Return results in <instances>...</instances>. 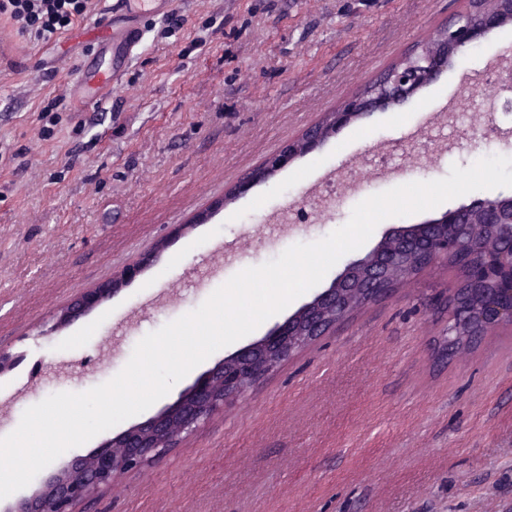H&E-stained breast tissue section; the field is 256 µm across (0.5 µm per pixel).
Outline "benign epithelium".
Returning a JSON list of instances; mask_svg holds the SVG:
<instances>
[{"label": "benign epithelium", "mask_w": 512, "mask_h": 512, "mask_svg": "<svg viewBox=\"0 0 512 512\" xmlns=\"http://www.w3.org/2000/svg\"><path fill=\"white\" fill-rule=\"evenodd\" d=\"M510 22L512 0H466L449 25L430 34V46H418L378 79L346 97L333 112L328 131H321L318 124L310 127L287 152L270 158L264 172L277 171L312 152L356 119L404 105L445 71L459 67L476 41H491ZM458 224L475 225L476 236L487 228L493 242L461 243L453 233ZM450 258L465 269L470 292L491 293L481 309L480 328L512 325V195L478 197L439 218L393 227L381 246L349 263L328 288L274 324L261 339L199 375L175 403L99 445L91 455L73 459L65 471L78 477L62 480L54 472L4 512H76L81 503L111 486L118 473L163 459L216 411L246 397L299 350L344 322L346 299L355 289L368 282L371 300L387 298L397 286ZM105 299L103 289L90 290L66 307L61 317L78 319Z\"/></svg>", "instance_id": "benign-epithelium-1"}]
</instances>
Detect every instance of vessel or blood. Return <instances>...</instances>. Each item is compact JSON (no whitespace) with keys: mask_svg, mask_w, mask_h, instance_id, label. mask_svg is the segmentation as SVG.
I'll return each instance as SVG.
<instances>
[{"mask_svg":"<svg viewBox=\"0 0 512 512\" xmlns=\"http://www.w3.org/2000/svg\"><path fill=\"white\" fill-rule=\"evenodd\" d=\"M172 0H114L110 13L88 25L93 40L112 53V65L106 70L83 74L74 94L85 109H93L106 93L119 85L130 60L143 37L140 21L146 16L166 14Z\"/></svg>","mask_w":512,"mask_h":512,"instance_id":"1","label":"vessel or blood"}]
</instances>
